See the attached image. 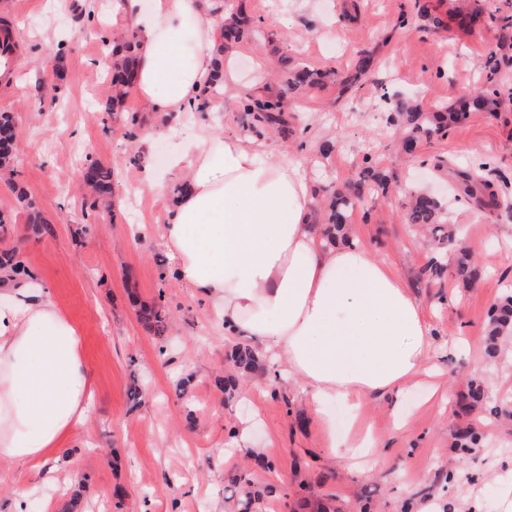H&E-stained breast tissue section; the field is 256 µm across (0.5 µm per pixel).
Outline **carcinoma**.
Returning <instances> with one entry per match:
<instances>
[{"label": "carcinoma", "mask_w": 512, "mask_h": 512, "mask_svg": "<svg viewBox=\"0 0 512 512\" xmlns=\"http://www.w3.org/2000/svg\"><path fill=\"white\" fill-rule=\"evenodd\" d=\"M496 21L500 25L504 40L512 42V14L497 16L493 13L485 14L481 9L459 12V25L466 28L478 26L483 19ZM222 32V43L218 44L215 55V74L211 82L204 88V98L220 94L224 83V52L231 46L243 41L248 33L245 21L240 18L219 19ZM136 34L131 32L123 41L112 44V85L129 89L133 82V63L136 55ZM373 72V57L365 53L358 61L355 73L348 79L356 83L367 79ZM326 71L296 68L286 72L285 83L292 92L301 91L309 86L323 85L329 79ZM488 87L470 97L461 100L459 106H448L443 112H425L416 106H409L404 102L396 105L397 115L403 121L406 131L403 146L429 139L434 136H444L448 127L465 118L470 111L492 112L501 102L500 89L492 77H487ZM240 109L250 120V127L258 131L283 130L288 124L286 107L282 98L256 95L248 93L240 99ZM439 170L448 169V176L452 177L457 186V192L464 198L474 201L483 208H498L501 206L498 194L493 190V184L486 178L485 166L460 169L447 166L443 160L434 164ZM83 181L90 186L97 197L103 201L111 199L112 171L95 164L87 167L83 173ZM389 184V176L375 168V163L369 157L365 158V167L359 173V178L345 193H337L331 197L327 205L326 229L327 242L336 243V234L345 231L353 211L369 193ZM406 223L429 228L432 232H441L443 237L451 238L448 229V209L433 196L416 192L411 196L408 210L405 215ZM10 270L14 274L25 272V266L17 259V250H0V271ZM450 274L456 281L466 288L474 287L481 279L480 269L471 261L469 252L462 247L453 262L448 265L436 258L432 259L421 271L426 279H440ZM142 319L155 331L162 333L165 330L166 316L158 308H146L142 311ZM512 325V296L504 297L492 306L488 336L491 339L501 335ZM230 359L234 366V373L226 375L219 380L223 391L234 395L239 385L236 373H250L258 367V358L253 349L242 343L233 346ZM236 487V512H256L263 496L272 493L266 486L260 488L255 485L250 473L241 472L234 478Z\"/></svg>", "instance_id": "1"}]
</instances>
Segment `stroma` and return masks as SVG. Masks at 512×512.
I'll return each instance as SVG.
<instances>
[{
  "mask_svg": "<svg viewBox=\"0 0 512 512\" xmlns=\"http://www.w3.org/2000/svg\"><path fill=\"white\" fill-rule=\"evenodd\" d=\"M442 24L421 28L416 4ZM455 0H224L225 12L258 18L252 38L227 53L235 79L201 111L158 125L135 95L107 113L112 83L99 62L102 45L130 27L119 15H85L83 0H0V19L17 35L18 65L0 79V112L17 127L14 161L0 175V247H16L38 282L80 327L96 380L93 417L77 445L53 459L54 481L29 497L26 512H232V478L249 467L274 489L263 512H498L512 489V331L485 340L490 309L512 294V211L465 201L448 213L484 271L464 289L451 277L428 281L431 257L451 258L454 244L405 221V204L421 190L447 198L453 183L434 168L486 164L495 188L512 198V70L499 73L497 114L474 112L445 137L420 141L414 154L399 147L403 125L396 102L432 110L487 84L501 30L486 23L458 27ZM374 57V80L341 91L363 52ZM307 63L337 81L286 97L288 131L256 134L238 110L244 92L279 69ZM235 135L265 159L300 163L317 195L357 178L365 157L391 176L386 192L366 196L350 225L358 247L390 264L423 303L442 373L434 395L408 389L396 427L391 399H372L371 424L385 466L372 473L333 462L327 439L307 411L301 390L285 380L268 387V372L240 381L226 398L215 380L230 374L225 338L210 303L171 275L159 232L181 178L164 171L167 157L190 148L199 130ZM151 150H144L143 140ZM112 169L113 207L97 206L82 180L84 166ZM160 169L154 188L142 168ZM39 211L43 225L29 223ZM165 311L164 336L140 312ZM482 386L484 406L459 397ZM139 396H131V389ZM247 425L249 435L236 432ZM468 429L477 447H460ZM260 450L270 469L257 466ZM123 496H114L115 488Z\"/></svg>",
  "mask_w": 512,
  "mask_h": 512,
  "instance_id": "obj_1",
  "label": "stroma"
}]
</instances>
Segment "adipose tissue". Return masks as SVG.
<instances>
[{
    "label": "adipose tissue",
    "instance_id": "ef3b65f1",
    "mask_svg": "<svg viewBox=\"0 0 512 512\" xmlns=\"http://www.w3.org/2000/svg\"><path fill=\"white\" fill-rule=\"evenodd\" d=\"M221 0H110L138 35L133 89L160 118L195 111L221 38ZM184 190L166 245L178 278L306 389L331 459L384 466L360 410L437 373L424 308L388 264L326 247L309 222L298 164L271 162L235 136L200 135L169 159ZM95 382L79 326L50 289L0 272V459L52 480L48 463L87 424Z\"/></svg>",
    "mask_w": 512,
    "mask_h": 512
}]
</instances>
